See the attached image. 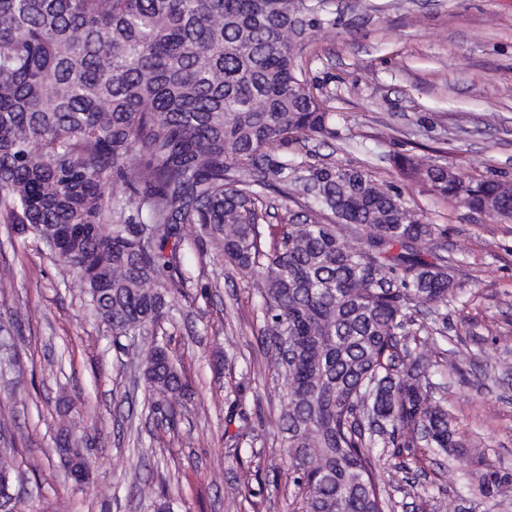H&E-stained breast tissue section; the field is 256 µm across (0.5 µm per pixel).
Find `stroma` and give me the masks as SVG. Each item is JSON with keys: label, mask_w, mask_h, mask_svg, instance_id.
<instances>
[{"label": "stroma", "mask_w": 512, "mask_h": 512, "mask_svg": "<svg viewBox=\"0 0 512 512\" xmlns=\"http://www.w3.org/2000/svg\"><path fill=\"white\" fill-rule=\"evenodd\" d=\"M334 23L301 50L303 73L331 114V135L275 155L365 170L441 225L440 254L469 319L448 315L430 370L465 455L429 449L396 463L374 449L392 512H512L484 495L482 472L512 477V223L404 178L411 159L466 179L512 180V0H332ZM172 320L118 352L64 267L0 223V459L19 474L18 512H304L282 450V382L251 281L185 229ZM168 344L187 384L175 424L148 407L140 352ZM251 417L231 421L229 392ZM86 446L87 484L68 479L62 429ZM250 469V487L239 477Z\"/></svg>", "instance_id": "1"}]
</instances>
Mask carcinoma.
Wrapping results in <instances>:
<instances>
[{
    "mask_svg": "<svg viewBox=\"0 0 512 512\" xmlns=\"http://www.w3.org/2000/svg\"><path fill=\"white\" fill-rule=\"evenodd\" d=\"M327 0H0V220L68 269L113 344L149 334L170 306L186 224L253 280L278 361L280 421L305 512H391L369 449L459 447L426 376L457 287L445 234L362 169L269 152L331 135L299 64ZM404 177L512 221V188L413 163ZM130 190L111 194L112 178ZM307 183L311 216L265 224L264 191ZM363 228L354 246L345 230ZM269 248L262 249L263 236ZM423 308L433 327L412 328ZM153 410L185 391L168 348L142 355ZM487 494L512 479L481 475Z\"/></svg>",
    "mask_w": 512,
    "mask_h": 512,
    "instance_id": "1",
    "label": "carcinoma"
}]
</instances>
